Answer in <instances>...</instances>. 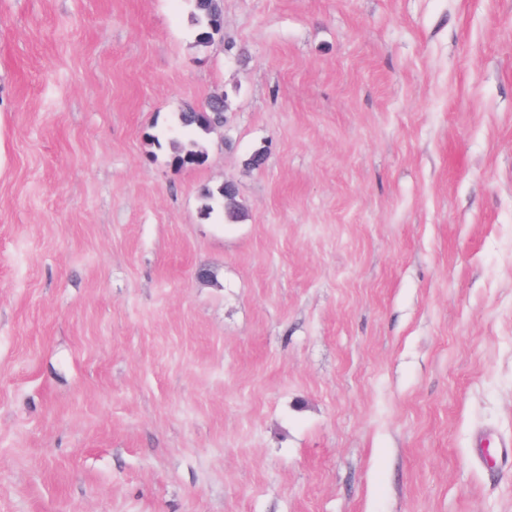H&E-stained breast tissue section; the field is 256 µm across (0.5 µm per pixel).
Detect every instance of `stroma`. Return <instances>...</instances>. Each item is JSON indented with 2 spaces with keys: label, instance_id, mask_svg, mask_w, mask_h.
Returning a JSON list of instances; mask_svg holds the SVG:
<instances>
[{
  "label": "stroma",
  "instance_id": "1",
  "mask_svg": "<svg viewBox=\"0 0 512 512\" xmlns=\"http://www.w3.org/2000/svg\"><path fill=\"white\" fill-rule=\"evenodd\" d=\"M220 5L0 0V512H512V0ZM191 24L195 29V43L210 47L221 28L222 13L219 0H192ZM209 100L204 109L190 106L180 112L177 122L166 132L164 142L172 151L174 166H202L207 161L204 137L216 129L226 112L225 98L217 95ZM200 213L204 218H211L213 214H222L224 221L238 222L244 217L243 207L240 205L236 188L224 184L212 188L203 187L199 192Z\"/></svg>",
  "mask_w": 512,
  "mask_h": 512
}]
</instances>
